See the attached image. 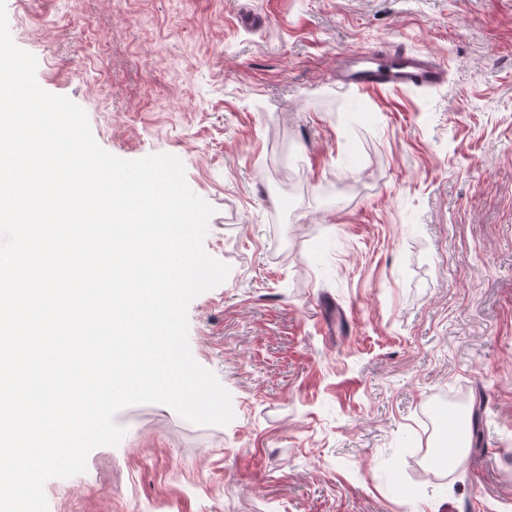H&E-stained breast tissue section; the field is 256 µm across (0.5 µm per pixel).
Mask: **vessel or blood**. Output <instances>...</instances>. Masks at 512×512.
I'll return each mask as SVG.
<instances>
[{"label": "vessel or blood", "instance_id": "obj_1", "mask_svg": "<svg viewBox=\"0 0 512 512\" xmlns=\"http://www.w3.org/2000/svg\"><path fill=\"white\" fill-rule=\"evenodd\" d=\"M361 59L360 68L349 64L340 66L336 71L337 82L364 92L409 85L433 86L444 78L443 65L421 54L367 51Z\"/></svg>", "mask_w": 512, "mask_h": 512}]
</instances>
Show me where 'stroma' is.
I'll return each instance as SVG.
<instances>
[{
	"label": "stroma",
	"mask_w": 512,
	"mask_h": 512,
	"mask_svg": "<svg viewBox=\"0 0 512 512\" xmlns=\"http://www.w3.org/2000/svg\"><path fill=\"white\" fill-rule=\"evenodd\" d=\"M37 81L214 209L189 305L234 419L121 409L49 512H512V0H6ZM424 52L360 93L343 56ZM466 448L436 468L431 404ZM367 65L353 68L344 64L336 69V81L360 92L400 88L409 85H438L444 78V66L422 54L367 51L357 54Z\"/></svg>",
	"instance_id": "1"
}]
</instances>
